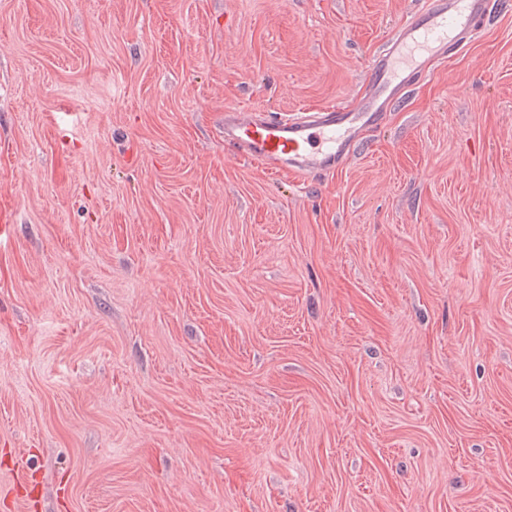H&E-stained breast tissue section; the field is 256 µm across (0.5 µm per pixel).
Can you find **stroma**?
Here are the masks:
<instances>
[{
  "mask_svg": "<svg viewBox=\"0 0 512 512\" xmlns=\"http://www.w3.org/2000/svg\"><path fill=\"white\" fill-rule=\"evenodd\" d=\"M421 0H0V512H512V9L335 175ZM492 0H423L404 17L368 64L364 91L352 105L305 107L278 117L239 107L224 110V143L271 174L304 180L334 175L420 80L463 51L489 18Z\"/></svg>",
  "mask_w": 512,
  "mask_h": 512,
  "instance_id": "stroma-1",
  "label": "stroma"
}]
</instances>
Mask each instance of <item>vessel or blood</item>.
<instances>
[{
  "instance_id": "obj_1",
  "label": "vessel or blood",
  "mask_w": 512,
  "mask_h": 512,
  "mask_svg": "<svg viewBox=\"0 0 512 512\" xmlns=\"http://www.w3.org/2000/svg\"><path fill=\"white\" fill-rule=\"evenodd\" d=\"M493 0H423L404 17L369 63L364 91L351 105L306 107L294 114L228 107L224 141L272 174L298 179L332 175L346 165L364 133L377 126L420 80L463 51L480 32Z\"/></svg>"
}]
</instances>
